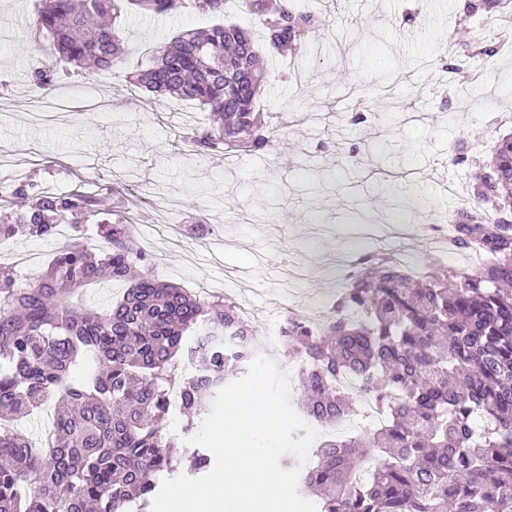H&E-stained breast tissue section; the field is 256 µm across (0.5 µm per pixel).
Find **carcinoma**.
Returning <instances> with one entry per match:
<instances>
[{
    "instance_id": "1",
    "label": "carcinoma",
    "mask_w": 512,
    "mask_h": 512,
    "mask_svg": "<svg viewBox=\"0 0 512 512\" xmlns=\"http://www.w3.org/2000/svg\"><path fill=\"white\" fill-rule=\"evenodd\" d=\"M502 0L467 2L466 18L503 14ZM261 33L224 21L162 41L130 83L149 93L196 103L214 125L182 136L199 155L262 154L276 132L260 95L272 77L269 56L298 52L301 32L318 15L292 0H241ZM193 0H37L32 24L51 39L64 72H110L127 44L123 14L167 16ZM451 55L491 59L498 47L475 37L448 39ZM31 82L55 84L58 71L35 69ZM469 207L451 215L454 245L481 249L472 272L435 265L412 275L385 254L359 259L317 324L290 318L287 355L301 363L303 410L335 426L350 413L336 376L349 374L387 414L365 435H330L312 452L301 484L317 512H512V133L497 141L489 164L473 174ZM29 199L0 240L38 238L71 227L69 241L22 280L0 268V419L27 415L48 401L58 413L44 446L0 423V512L145 510L163 480L205 474L211 457L190 453V467L165 449L166 396L173 383L194 420L255 355V333L230 299L202 300L154 278L129 217L97 222L107 249L84 242L101 214L95 195L42 191L33 181L11 192ZM498 211L486 222L487 207ZM103 281L127 285L106 309L82 301ZM84 362L81 381L71 371ZM483 419L484 425L477 426Z\"/></svg>"
}]
</instances>
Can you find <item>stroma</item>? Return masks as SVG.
<instances>
[{
  "label": "stroma",
  "instance_id": "stroma-1",
  "mask_svg": "<svg viewBox=\"0 0 512 512\" xmlns=\"http://www.w3.org/2000/svg\"><path fill=\"white\" fill-rule=\"evenodd\" d=\"M36 0H0V25L12 27V42L0 45V152L24 162V180L57 193L81 189L111 208L134 204L127 175L136 172L158 192L171 194L173 211L139 204L136 228L156 279L249 303L255 314L260 356L289 379V401L301 412L298 371L280 351L281 329L290 316L318 321L325 299L340 290L329 276L336 254L358 258L378 253L367 234L374 216L387 235V253L404 252L417 270L436 258L421 225L458 209L436 181L455 170L472 186L476 163L486 152L475 139L498 141L512 131L485 114L489 92L512 113V60L495 57L465 65L449 75L440 65L447 36L465 38L471 29L459 0H318L321 27L295 56L303 83L278 73L261 104L281 124L267 154L188 155L180 149L183 128H204L208 113L190 103L129 85L158 41L188 29L206 28L216 16L190 9L172 16L125 15L130 38L123 70L85 71L74 85L96 83L116 100L111 117L91 110L85 97L62 90L65 120L28 119L38 89L28 75L54 63L50 41L30 29ZM413 22H406L407 14ZM377 115L373 123L352 124L355 95ZM465 154L452 164L454 154ZM409 185L410 198L399 188ZM188 231L176 238L168 219ZM286 254L301 262L305 277L287 288L277 265H259L258 252Z\"/></svg>",
  "mask_w": 512,
  "mask_h": 512
}]
</instances>
